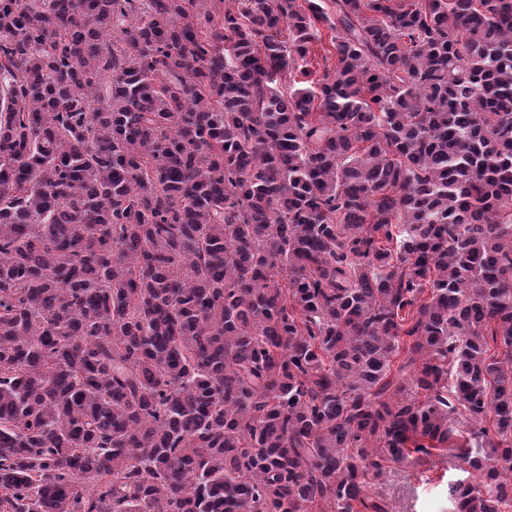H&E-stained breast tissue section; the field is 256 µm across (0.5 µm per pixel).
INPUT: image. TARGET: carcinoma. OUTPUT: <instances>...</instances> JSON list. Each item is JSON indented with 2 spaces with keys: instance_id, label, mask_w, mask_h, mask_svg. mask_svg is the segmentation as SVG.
<instances>
[{
  "instance_id": "1",
  "label": "carcinoma",
  "mask_w": 512,
  "mask_h": 512,
  "mask_svg": "<svg viewBox=\"0 0 512 512\" xmlns=\"http://www.w3.org/2000/svg\"><path fill=\"white\" fill-rule=\"evenodd\" d=\"M202 2L0 0V512H508L512 0ZM380 475H371V493L385 500L394 512H452L449 486L468 474L454 453L442 452L385 464Z\"/></svg>"
}]
</instances>
